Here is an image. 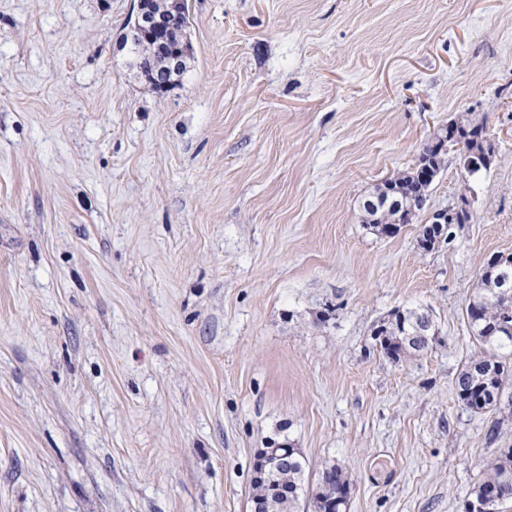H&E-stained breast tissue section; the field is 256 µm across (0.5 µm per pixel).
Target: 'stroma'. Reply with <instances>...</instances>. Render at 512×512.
<instances>
[{
    "label": "stroma",
    "instance_id": "stroma-1",
    "mask_svg": "<svg viewBox=\"0 0 512 512\" xmlns=\"http://www.w3.org/2000/svg\"><path fill=\"white\" fill-rule=\"evenodd\" d=\"M193 58L159 93L131 0H0V512H250L270 441L348 512H464L512 415L455 379L464 310L512 253V0H188ZM391 236L362 202L448 123ZM469 181L470 222L431 214ZM427 313L394 362L375 332ZM474 139L476 140V144H480L482 151H479V150L473 148V143L468 141L470 150L467 151V154L473 156L470 159H468V161H467V167L472 168V170L466 171L467 174L470 176L478 173L482 169H484V170L489 169L491 166L489 168H487V167H482L479 169H475V168L480 167L481 162L486 163L487 159L489 158V154H494V150L487 138L474 137ZM462 185L460 187L461 198H467V194L470 193L471 187L469 186L468 181H462ZM458 198L457 201L453 204H448V207L436 210L433 214L435 215V219L431 222H428L423 225L421 231H423L426 226L429 225V232H431L432 237V245H428V247H434L436 244H439L442 241L448 240V229L450 224L455 223L457 216L459 214H463L464 211L468 212L470 210L471 204L466 203L464 199ZM431 216V217H432ZM416 310L397 314L395 321L388 326H381L377 330L376 340L379 341L383 353L390 359L399 361L410 353L423 352L429 349L435 340V336H427L432 328V322L428 316L422 315L420 324L416 326V336H410L417 324Z\"/></svg>",
    "mask_w": 512,
    "mask_h": 512
}]
</instances>
